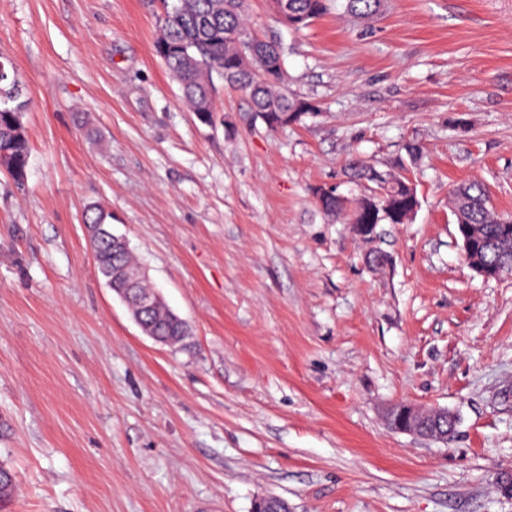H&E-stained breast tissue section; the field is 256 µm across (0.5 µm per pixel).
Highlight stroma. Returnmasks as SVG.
Masks as SVG:
<instances>
[{"label":"stroma","instance_id":"1","mask_svg":"<svg viewBox=\"0 0 512 512\" xmlns=\"http://www.w3.org/2000/svg\"><path fill=\"white\" fill-rule=\"evenodd\" d=\"M160 11L0 0L31 146L25 191L0 169L7 512H512V275L469 268L449 204L475 178L512 216V0H384L373 23L299 31L247 0L316 106L275 129L222 83L213 124L181 106ZM354 156L413 183L410 223L365 240L319 209L316 187L349 209L367 193ZM91 203L184 347L144 336L96 272ZM398 401L450 410L454 434L390 430Z\"/></svg>","mask_w":512,"mask_h":512}]
</instances>
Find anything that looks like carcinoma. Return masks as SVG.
Instances as JSON below:
<instances>
[{
  "instance_id": "carcinoma-1",
  "label": "carcinoma",
  "mask_w": 512,
  "mask_h": 512,
  "mask_svg": "<svg viewBox=\"0 0 512 512\" xmlns=\"http://www.w3.org/2000/svg\"><path fill=\"white\" fill-rule=\"evenodd\" d=\"M245 0H162L159 17L160 38L154 45L156 55L179 84L181 99L198 120L209 124L214 119V79L244 91L252 111L261 115L272 127L296 122L315 111L307 98L293 95L285 86V47L275 41H263L247 27ZM381 0H343L342 13L360 19H371L379 11ZM330 9V0H288L291 29L308 27ZM20 81L13 63L0 55V157L4 169L17 188L25 186L30 147L23 123L28 103L14 90ZM350 176L385 190L371 211L361 198L356 207L342 215L344 207L327 203L321 209L332 216H343L347 224H402L417 204L416 191L409 181L395 174H384L365 160L353 157L346 163ZM451 207L459 211L468 224L482 226L484 238L494 239L507 218L494 214L488 206L484 185L471 180L459 184L452 192ZM112 215L100 205H91L85 223L100 230L90 237L98 272L110 275L130 293L152 292L144 278L128 284L127 276L139 269L130 249L106 236L111 231ZM149 332L170 345L181 344L188 336L186 322L174 318L172 311L157 303L143 315ZM16 487L13 471L0 464V505L11 499Z\"/></svg>"
}]
</instances>
